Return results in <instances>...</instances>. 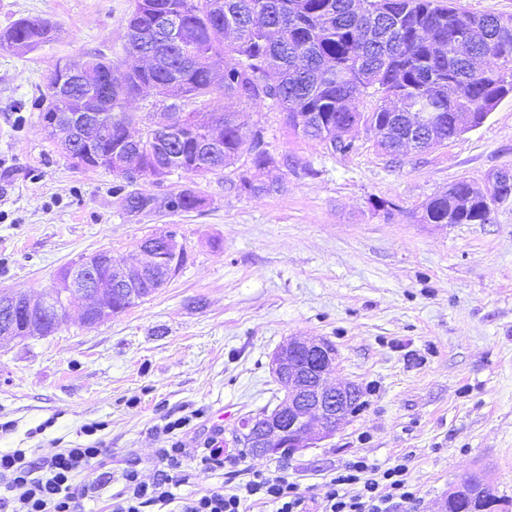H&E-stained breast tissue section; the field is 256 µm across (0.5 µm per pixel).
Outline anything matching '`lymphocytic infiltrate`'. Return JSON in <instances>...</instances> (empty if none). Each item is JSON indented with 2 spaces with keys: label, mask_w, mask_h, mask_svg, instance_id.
Returning a JSON list of instances; mask_svg holds the SVG:
<instances>
[{
  "label": "lymphocytic infiltrate",
  "mask_w": 512,
  "mask_h": 512,
  "mask_svg": "<svg viewBox=\"0 0 512 512\" xmlns=\"http://www.w3.org/2000/svg\"><path fill=\"white\" fill-rule=\"evenodd\" d=\"M190 423L187 416L165 423L169 440L156 449V473L150 478L133 461L113 474L111 455L94 439L102 428L98 422L84 426V434L94 439L85 448H64L36 458L22 448L1 451L0 512H83L84 499L115 477L122 488L111 495L104 512H247L253 502L271 505L274 512H392L416 497L404 465L382 469L359 459L325 482L313 505L280 468L250 471L247 480L228 493L210 489L180 498L174 490L189 482L192 466L215 471L224 467V448L218 439H209L201 448L174 439V432ZM81 472L88 481L78 486L74 477Z\"/></svg>",
  "instance_id": "obj_1"
}]
</instances>
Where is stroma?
<instances>
[{
  "label": "stroma",
  "mask_w": 512,
  "mask_h": 512,
  "mask_svg": "<svg viewBox=\"0 0 512 512\" xmlns=\"http://www.w3.org/2000/svg\"><path fill=\"white\" fill-rule=\"evenodd\" d=\"M135 0H0V30L53 24L27 52L0 50V289L51 294L63 267L100 249L134 254L174 235L187 261L163 288L93 325L62 319L47 337L0 343V449L46 455L99 437L113 465L155 472L166 419L198 412L187 447L231 441L238 420L282 396L271 354L293 337L337 352L335 380L362 406L332 438L290 457L230 449L223 472L195 468L188 497L281 467L306 499L350 461L405 465L417 498L395 512H432L459 476L486 473L512 501V200L487 224L419 220L422 205L467 179L512 169V96L485 123L393 157L364 126L347 151L294 136L279 108L227 101L243 135L263 128L275 162L249 155L206 175L177 171L147 192L192 188L189 213H130L111 173L74 167L42 122L44 76L57 62L125 56ZM274 184L252 194L241 178Z\"/></svg>",
  "instance_id": "stroma-1"
}]
</instances>
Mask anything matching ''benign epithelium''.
<instances>
[{
	"label": "benign epithelium",
	"instance_id": "7a95c632",
	"mask_svg": "<svg viewBox=\"0 0 512 512\" xmlns=\"http://www.w3.org/2000/svg\"><path fill=\"white\" fill-rule=\"evenodd\" d=\"M65 81L57 88L67 94L58 95V112L44 122L45 130L73 148L76 136H81L84 154L93 156L104 132L99 129V116L89 110L72 106L78 94L74 87L89 88L94 83V72L89 64H67L60 67ZM192 116L180 112L171 122H155L148 126L159 134L169 135L184 128ZM133 141L125 134L123 141L107 156L117 171L133 172L142 182L159 183L167 177L168 168L158 162L142 163L138 154L125 143ZM486 201L489 212L497 204L512 199V170L506 176L495 172L488 177ZM181 252L174 239L157 237L140 245L139 251L128 257H116L110 250H99L87 255L78 264L59 272L52 296L33 299L27 295L0 291V341L41 336L43 326L63 311L84 315L92 311L100 322L112 318V287L117 285L136 297L143 283L153 271L161 270L170 254ZM105 276H98V272ZM337 354L325 340L291 338L277 350L269 361L270 372L284 391L278 406L271 412L251 414L239 420L237 439L253 457L293 455L315 448L331 438L352 414L361 399V390L352 382H330L335 373Z\"/></svg>",
	"mask_w": 512,
	"mask_h": 512
}]
</instances>
